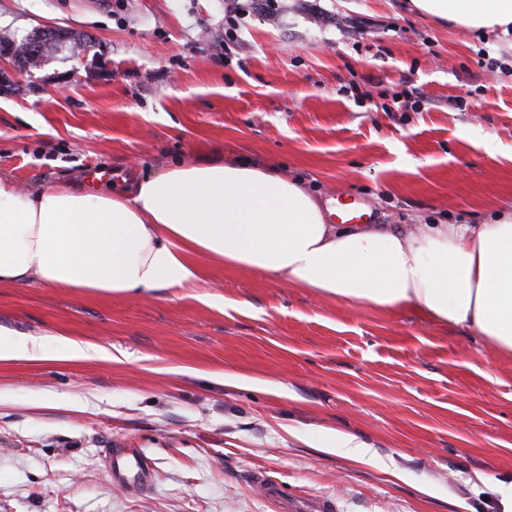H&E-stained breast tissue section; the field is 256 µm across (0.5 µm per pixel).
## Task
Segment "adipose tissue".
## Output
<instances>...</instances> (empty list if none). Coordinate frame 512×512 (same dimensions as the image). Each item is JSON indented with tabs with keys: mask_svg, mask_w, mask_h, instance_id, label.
Listing matches in <instances>:
<instances>
[{
	"mask_svg": "<svg viewBox=\"0 0 512 512\" xmlns=\"http://www.w3.org/2000/svg\"><path fill=\"white\" fill-rule=\"evenodd\" d=\"M410 3L472 31L512 26V0ZM206 263L324 299L411 307L512 359V210L488 224L406 232L332 224L301 182L219 153L131 172L112 192L79 183L23 192L0 175V288L150 294L198 287Z\"/></svg>",
	"mask_w": 512,
	"mask_h": 512,
	"instance_id": "1",
	"label": "adipose tissue"
}]
</instances>
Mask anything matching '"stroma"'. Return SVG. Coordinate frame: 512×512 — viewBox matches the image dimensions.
Wrapping results in <instances>:
<instances>
[{
	"label": "stroma",
	"mask_w": 512,
	"mask_h": 512,
	"mask_svg": "<svg viewBox=\"0 0 512 512\" xmlns=\"http://www.w3.org/2000/svg\"><path fill=\"white\" fill-rule=\"evenodd\" d=\"M234 6L0 0L15 37L57 26L93 44L0 89V170L47 189L220 149L278 165L325 206L358 200L393 230L512 208V35L405 0H278L241 16L228 46ZM404 87L420 109H393ZM30 334L45 360L0 362V512H277L261 473L336 512H503L512 359L467 327L209 266L190 291L0 288V340ZM60 334L112 357L64 359ZM338 433L369 460L323 449ZM116 442L150 457L148 490L113 480Z\"/></svg>",
	"instance_id": "1"
}]
</instances>
